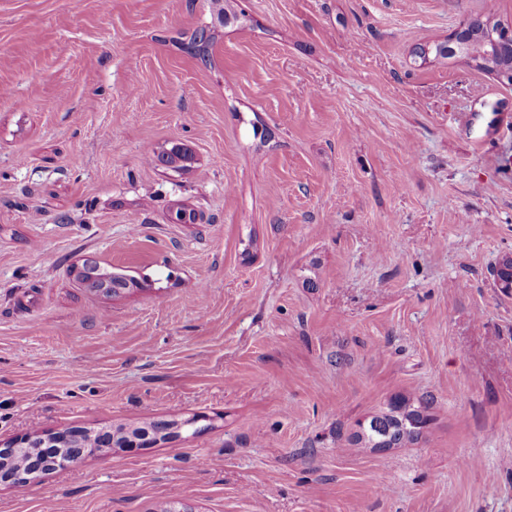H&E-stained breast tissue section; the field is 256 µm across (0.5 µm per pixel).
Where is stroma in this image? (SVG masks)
I'll list each match as a JSON object with an SVG mask.
<instances>
[{
  "label": "stroma",
  "mask_w": 512,
  "mask_h": 512,
  "mask_svg": "<svg viewBox=\"0 0 512 512\" xmlns=\"http://www.w3.org/2000/svg\"><path fill=\"white\" fill-rule=\"evenodd\" d=\"M490 5L0 0V446L194 422L0 512H512V85L413 54ZM77 279L87 288L100 291V288L106 282L108 284V293L106 295L116 296L129 287L126 275L118 271H107L94 261H87L81 267ZM427 421V415L423 411L409 409L405 402L396 401L391 404L389 411L373 416L364 423L360 422L355 439L370 445V448H384L379 446L381 441L391 448L413 441Z\"/></svg>",
  "instance_id": "obj_1"
}]
</instances>
